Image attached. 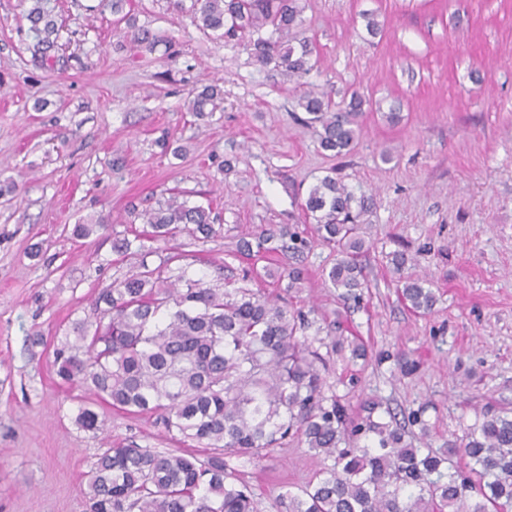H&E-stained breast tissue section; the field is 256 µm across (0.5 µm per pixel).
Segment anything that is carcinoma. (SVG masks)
Listing matches in <instances>:
<instances>
[{
  "label": "carcinoma",
  "instance_id": "cac0c4a2",
  "mask_svg": "<svg viewBox=\"0 0 512 512\" xmlns=\"http://www.w3.org/2000/svg\"><path fill=\"white\" fill-rule=\"evenodd\" d=\"M31 2L32 55L45 64L52 61L57 22L43 0ZM302 2L173 0L172 6L196 28L243 44L255 65L295 84L302 121L319 126L321 149L340 156L354 146L367 100L354 93L335 105L304 88L302 78L313 68L311 42L282 41L301 27ZM162 42L147 26L130 37L134 47L150 51ZM221 98L218 85L206 86L189 100V111L204 117ZM302 208L316 239L339 255L329 283L342 298L360 299L369 288L357 263L365 248L360 224L374 199L357 198L326 175ZM212 213L210 205L175 199L141 213L146 229L112 241L117 254L139 257L138 266L102 289L90 314L74 323V338L54 349L62 383L114 409L155 414L181 440L212 449L203 460L180 451L105 449L88 475L87 512H257L252 489L230 481L224 455L254 457L288 436L321 456L323 467L300 492L279 495L286 512H512V417L488 412L466 443L423 454L407 447L405 427L376 415L379 403L364 401V414L354 417L339 397L324 395L308 314L246 286H211L204 274L183 270L172 277L170 264L180 254L149 266L143 238L208 240L219 233ZM310 249L297 232L274 228L241 243L259 260L283 251L299 259ZM401 294L416 311L436 302L419 281L403 282ZM75 421L94 434L106 430V420L87 405Z\"/></svg>",
  "mask_w": 512,
  "mask_h": 512
}]
</instances>
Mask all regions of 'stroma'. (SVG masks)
<instances>
[{
    "mask_svg": "<svg viewBox=\"0 0 512 512\" xmlns=\"http://www.w3.org/2000/svg\"><path fill=\"white\" fill-rule=\"evenodd\" d=\"M46 6L60 28L51 70L32 63L23 0H0V512H85V474L104 448L180 449L155 417L59 385L52 366L57 342L131 266L113 252L114 235L171 197L212 204L222 229L208 240L146 241L149 264L178 252L188 274L220 268L238 280L252 265L241 238L288 224L312 236L300 203L318 179L331 173L373 196L361 300L325 284L336 252L319 242L301 287L266 278L252 288L315 320L308 337L324 359L325 395L354 409L377 399L399 420L423 410L429 432L409 427L413 447L443 448L483 413H512V0H307L308 85L337 103L355 91L372 100L340 157L299 121L292 84L169 0H132L136 25L168 39L151 51L132 47L127 25L99 0ZM367 13L382 35H368ZM212 83L223 99L196 118L189 94ZM101 218L110 231L72 236L74 224ZM396 251L409 258L399 274ZM403 276L429 281L431 312L403 301ZM340 336L361 339L367 358L332 351ZM83 403L106 431L79 428ZM224 461L251 487L257 512H279L278 495L322 466L289 439Z\"/></svg>",
    "mask_w": 512,
    "mask_h": 512,
    "instance_id": "1",
    "label": "stroma"
}]
</instances>
